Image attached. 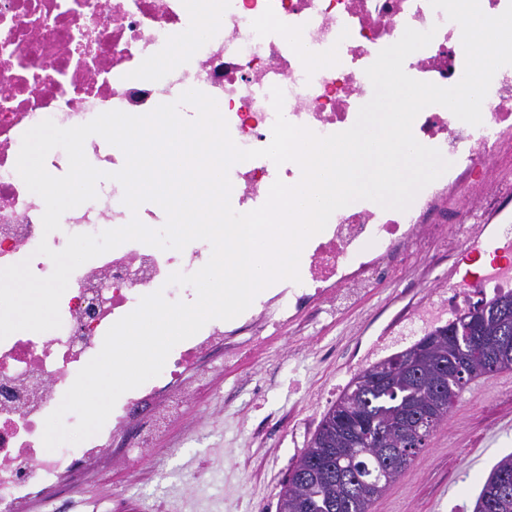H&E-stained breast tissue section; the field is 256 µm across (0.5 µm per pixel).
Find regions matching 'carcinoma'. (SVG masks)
<instances>
[{"label":"carcinoma","instance_id":"obj_1","mask_svg":"<svg viewBox=\"0 0 512 512\" xmlns=\"http://www.w3.org/2000/svg\"><path fill=\"white\" fill-rule=\"evenodd\" d=\"M501 302L512 303V293L473 305L454 323L449 337L427 352L419 376L402 368V351L358 375L368 379L384 367L389 380L384 385H348L290 469L278 512H369L375 484L386 487L396 481L425 446L408 447L401 441L404 414L429 415L431 433L473 374L488 376L512 367V359L498 363L502 337L512 338V314L487 330L483 348L469 349L463 340L471 335L474 310ZM463 348L469 349L465 356L459 355ZM474 512H512V456L500 460L486 478Z\"/></svg>","mask_w":512,"mask_h":512}]
</instances>
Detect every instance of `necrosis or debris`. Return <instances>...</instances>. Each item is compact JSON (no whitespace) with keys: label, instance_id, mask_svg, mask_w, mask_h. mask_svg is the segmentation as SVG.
<instances>
[{"label":"necrosis or debris","instance_id":"4bbe7bcc","mask_svg":"<svg viewBox=\"0 0 512 512\" xmlns=\"http://www.w3.org/2000/svg\"><path fill=\"white\" fill-rule=\"evenodd\" d=\"M222 3L212 33L190 46V64L147 79L145 62L190 24L184 0H0V267L26 260L44 278L53 267L37 254L40 242L59 251L69 235L117 228L134 215L155 229L166 221L160 209L131 213L116 183L111 195L68 211L60 230L44 236V201L16 171L23 134L43 120L68 128L112 110L145 113L196 89L222 106L232 139L245 149L269 145L280 113L321 136L342 132L366 102V68L408 27L436 31L428 46L406 58L410 77L450 87L463 75L461 28L429 0ZM290 32L331 54V62L310 66L287 40ZM275 86L285 95L279 113L271 103ZM412 132L451 166L406 211L365 200L337 210L303 251L299 282L258 294L233 320L208 322L171 350L158 377L120 396L96 435L49 453L45 420L98 354L108 329L158 290L171 302L194 301L193 287L167 279L197 271L210 255L201 242L178 252L132 241L77 268L60 300V328L0 340V512H17L37 494L74 480L108 450L137 468L205 384L206 366L261 362L267 336H305L321 316L356 304L380 280L433 279L434 268L418 264L428 253L447 261V287L411 296L376 336L357 341L354 366L453 321L471 296L512 292V65L495 73L481 125L430 105ZM229 176L231 205L244 213L266 201L275 180L297 183L301 169L255 158L235 164Z\"/></svg>","mask_w":512,"mask_h":512}]
</instances>
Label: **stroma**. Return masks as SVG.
Wrapping results in <instances>:
<instances>
[{
    "instance_id": "obj_1",
    "label": "stroma",
    "mask_w": 512,
    "mask_h": 512,
    "mask_svg": "<svg viewBox=\"0 0 512 512\" xmlns=\"http://www.w3.org/2000/svg\"><path fill=\"white\" fill-rule=\"evenodd\" d=\"M409 283L378 286L319 333L269 337L254 367L214 369L192 396L166 441L137 471L104 453L67 492L31 500L25 512L64 507L79 497L85 512H277L288 471L355 376L343 353L375 318L396 306ZM280 421L264 447L251 436L269 414ZM512 455V369L472 380L426 448L377 498L370 512H473L483 481Z\"/></svg>"
}]
</instances>
